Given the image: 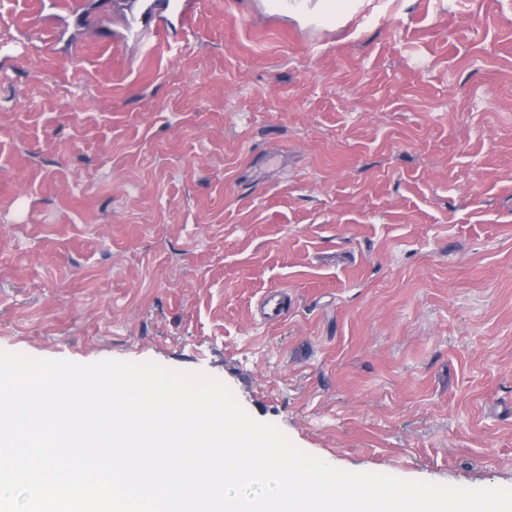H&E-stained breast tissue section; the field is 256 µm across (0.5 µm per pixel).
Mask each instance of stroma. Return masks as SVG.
Returning <instances> with one entry per match:
<instances>
[{"label":"stroma","instance_id":"1","mask_svg":"<svg viewBox=\"0 0 512 512\" xmlns=\"http://www.w3.org/2000/svg\"><path fill=\"white\" fill-rule=\"evenodd\" d=\"M133 2L0 0V349L204 371L335 467L512 488V0H195L150 53ZM288 313V301L278 290H270L262 300L261 315L267 322H279Z\"/></svg>","mask_w":512,"mask_h":512}]
</instances>
